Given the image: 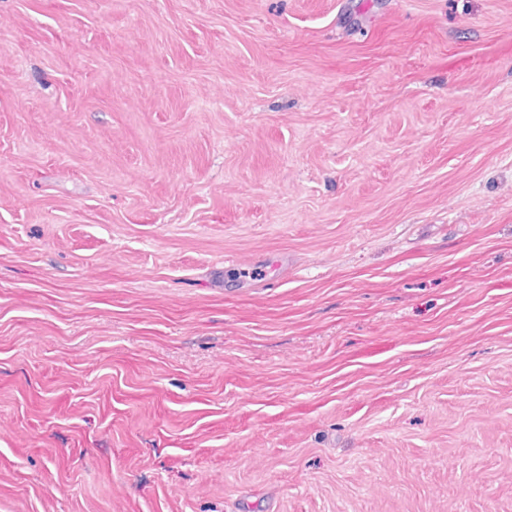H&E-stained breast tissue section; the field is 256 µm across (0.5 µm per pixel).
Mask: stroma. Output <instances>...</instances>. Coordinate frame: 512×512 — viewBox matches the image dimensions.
Returning <instances> with one entry per match:
<instances>
[{
    "label": "stroma",
    "instance_id": "obj_1",
    "mask_svg": "<svg viewBox=\"0 0 512 512\" xmlns=\"http://www.w3.org/2000/svg\"><path fill=\"white\" fill-rule=\"evenodd\" d=\"M0 512H512V0H0Z\"/></svg>",
    "mask_w": 512,
    "mask_h": 512
}]
</instances>
